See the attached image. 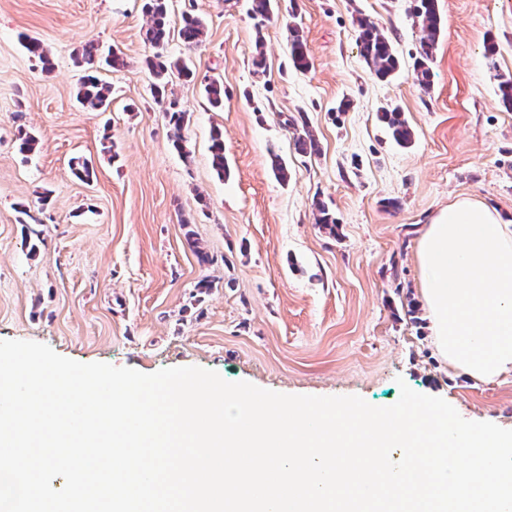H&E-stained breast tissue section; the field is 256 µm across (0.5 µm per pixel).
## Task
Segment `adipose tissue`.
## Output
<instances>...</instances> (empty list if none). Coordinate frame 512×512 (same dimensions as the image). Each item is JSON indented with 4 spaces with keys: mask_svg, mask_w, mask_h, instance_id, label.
<instances>
[{
    "mask_svg": "<svg viewBox=\"0 0 512 512\" xmlns=\"http://www.w3.org/2000/svg\"><path fill=\"white\" fill-rule=\"evenodd\" d=\"M416 260L437 355L473 379L512 373V222L457 199L425 226Z\"/></svg>",
    "mask_w": 512,
    "mask_h": 512,
    "instance_id": "ef3b65f1",
    "label": "adipose tissue"
}]
</instances>
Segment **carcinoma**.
<instances>
[{
	"label": "carcinoma",
	"instance_id": "cac0c4a2",
	"mask_svg": "<svg viewBox=\"0 0 512 512\" xmlns=\"http://www.w3.org/2000/svg\"><path fill=\"white\" fill-rule=\"evenodd\" d=\"M276 0H251L250 14L256 21V27L261 28L269 21L275 10ZM413 15L418 19L421 36L419 47L414 58L413 79L422 88L428 89L432 85L431 63L438 49L441 33V16L437 0H414ZM146 12L149 16L148 27L145 31L146 41L155 49V60L151 62L152 69L161 83L154 85L156 97L167 100L164 117L170 129V142L173 148L184 156H189L185 129L189 122L188 112L183 110L176 99L166 93V84L162 82L165 75L172 68L179 74L190 77L189 68L180 62L169 63L164 60V47L168 43L171 28L168 15L167 0H146ZM357 22V41L360 55L369 69L380 80L391 77L399 68L400 60L392 41L369 18L360 15ZM178 35L185 46L195 48L199 46L205 36V23L197 15L185 13L181 18ZM289 61L298 71L309 68V59L303 36L297 26L288 27ZM208 102L219 107L224 102V82L218 78H211L204 87ZM111 87L102 82L96 75L84 76L77 93L80 104L89 110L99 111L109 105ZM378 119L389 130L392 139L400 146H408L413 139V130L397 107H383L378 112ZM288 125L295 131L294 141L296 149L312 155L317 152V142L310 130L307 121L302 124L290 120ZM212 167L217 175L222 177L226 172L224 163V135L216 130L212 135L210 146ZM316 223L330 232H335L336 218L324 204H316Z\"/></svg>",
	"mask_w": 512,
	"mask_h": 512
}]
</instances>
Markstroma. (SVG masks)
<instances>
[{"label": "stroma", "instance_id": "1", "mask_svg": "<svg viewBox=\"0 0 512 512\" xmlns=\"http://www.w3.org/2000/svg\"><path fill=\"white\" fill-rule=\"evenodd\" d=\"M144 4L0 0V339L82 363L197 366L377 407L395 404L404 382L464 419L512 429L511 374L475 380L435 355L415 263L425 225L457 198L512 221V112L497 94L499 77H512V0H438L443 29L427 89L412 77L420 28L411 0H279L260 29L249 0H168L174 30L188 10L206 25L198 48L174 33L165 50L194 71L169 77L191 116L186 158L151 93ZM360 14L397 47L400 69L388 81L359 53ZM292 24L305 39L304 72L288 60ZM25 34L43 42L47 61L27 53ZM259 39L262 74L252 66ZM89 41L127 61L99 70L112 88L104 112L76 99V55ZM211 77L224 81L223 107L205 97ZM386 104L412 128L409 147L378 120ZM301 114L319 146L311 158L295 151L286 124ZM216 128L222 178L211 165ZM22 129L37 137L34 152H19ZM83 162L86 181L75 174ZM319 201L335 231L316 224Z\"/></svg>", "mask_w": 512, "mask_h": 512}]
</instances>
